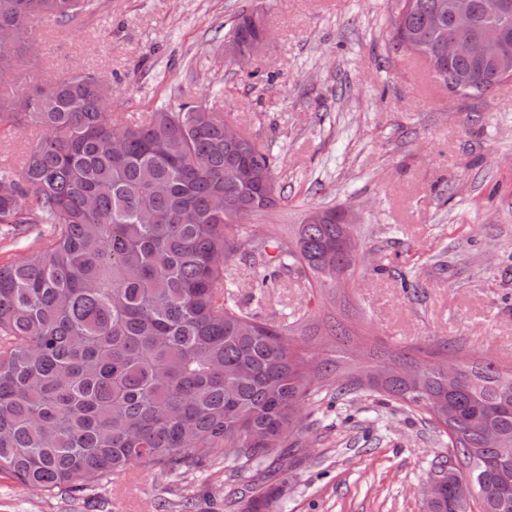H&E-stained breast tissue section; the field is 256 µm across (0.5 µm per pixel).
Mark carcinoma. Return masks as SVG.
Wrapping results in <instances>:
<instances>
[{"mask_svg": "<svg viewBox=\"0 0 512 512\" xmlns=\"http://www.w3.org/2000/svg\"><path fill=\"white\" fill-rule=\"evenodd\" d=\"M393 42L424 57L454 93L481 96L502 82L482 57L440 56L439 0H399ZM98 0H0L14 50L0 87V133H37L20 169L0 166V234L46 227L43 245L0 265V476L54 494L87 488L131 466L193 474L218 456L263 472L288 470L300 408H342L378 395L452 431L448 447L479 496L456 494L455 469L427 512H512V367L465 360L450 383L432 353L373 354L390 367L339 382L340 360L315 357L306 309L275 324L228 289L235 262L251 287L295 280L318 297L337 269L358 264L341 225L298 224L273 236L251 220L273 205L265 181L277 157L224 139V113L182 103L129 123L112 113V85L93 72L35 81L21 94L35 25L96 9ZM258 11L239 13L225 37L262 34Z\"/></svg>", "mask_w": 512, "mask_h": 512, "instance_id": "carcinoma-1", "label": "carcinoma"}]
</instances>
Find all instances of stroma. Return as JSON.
Segmentation results:
<instances>
[{
    "instance_id": "stroma-1",
    "label": "stroma",
    "mask_w": 512,
    "mask_h": 512,
    "mask_svg": "<svg viewBox=\"0 0 512 512\" xmlns=\"http://www.w3.org/2000/svg\"><path fill=\"white\" fill-rule=\"evenodd\" d=\"M397 0H100L96 13L35 29L32 80L89 71L135 122L192 101L223 113L280 157L288 198L263 217L287 235L313 206L351 208L365 257L349 289L313 299L298 282L261 293L242 264L238 303L278 323L310 309L387 351L455 345L512 365V81L449 98L419 58L396 50ZM263 8L271 38L239 69L224 34ZM410 288H403V281ZM291 466L260 482L270 512H426L423 485L447 437L377 397L348 416L311 410ZM251 472L223 461L188 476L132 467L82 492L0 479V512H242Z\"/></svg>"
}]
</instances>
